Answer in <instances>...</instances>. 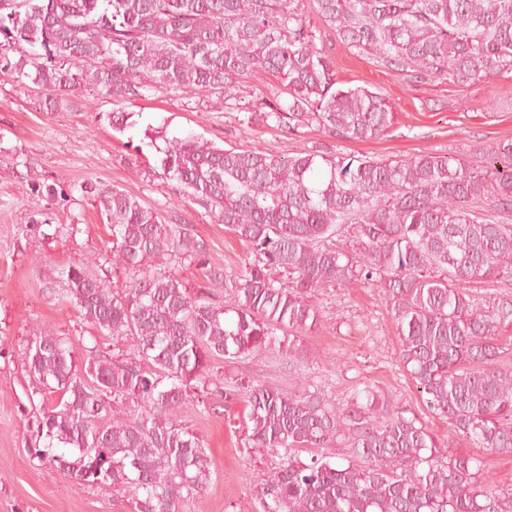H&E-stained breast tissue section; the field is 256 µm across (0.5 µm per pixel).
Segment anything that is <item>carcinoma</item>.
<instances>
[{"label":"carcinoma","mask_w":512,"mask_h":512,"mask_svg":"<svg viewBox=\"0 0 512 512\" xmlns=\"http://www.w3.org/2000/svg\"><path fill=\"white\" fill-rule=\"evenodd\" d=\"M307 6L349 50L417 79L475 83L512 72V0H0V72L55 97L93 89L122 106L161 90L225 106L263 73L288 100L275 97L252 117L286 138L313 125L341 141L387 134L391 104L336 79ZM150 146L247 258L228 283L213 277L225 299L192 293L152 270L204 262L197 243L122 189L80 185L132 278L114 291L86 260L61 267L51 295L101 339L129 343V354L112 361L96 344L81 367L71 337L34 330L23 352L31 396L41 398L29 453L49 473L106 485L131 499L132 512H184L215 469L178 421L190 404L210 408L211 362L264 354L277 332L312 328V295L357 282L393 302L400 364L426 410L448 420V437L512 452V340L501 339L512 300L490 305L465 287L512 281V224L503 221L512 141L399 160L317 149L281 157L196 135ZM346 235L352 254L336 244ZM299 382L289 395L245 387V446L281 459L262 478V512H512V488L496 486L479 457L446 453L417 416L389 411L370 390L340 410ZM120 407L128 417H114ZM335 447L345 454L326 452Z\"/></svg>","instance_id":"carcinoma-1"}]
</instances>
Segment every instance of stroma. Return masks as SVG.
<instances>
[{"instance_id":"obj_1","label":"stroma","mask_w":512,"mask_h":512,"mask_svg":"<svg viewBox=\"0 0 512 512\" xmlns=\"http://www.w3.org/2000/svg\"><path fill=\"white\" fill-rule=\"evenodd\" d=\"M315 35L337 80L368 87L392 103L395 119L387 135L339 141L312 127L283 138L251 119L275 92V80L267 75L246 83L223 110L190 93L148 92L134 106L135 125L119 134L109 120L111 97L79 91L49 111L44 94L28 80L0 73V512H132L128 500L113 496L109 487L76 486L63 475L49 474L28 452L36 409L28 399L31 379L22 352L34 329L49 326L76 345L93 344V330L75 308L50 296V278L60 266L94 258L112 287L128 280L112 263L110 229L97 202L82 195L81 184L124 189L199 242L206 263L175 269L190 290L209 288L223 296V288L211 285L213 271L221 270L229 279L244 264L247 247L166 179L157 154L146 145L147 128L171 136L201 135L227 148H255L278 156L323 146L376 159L425 152L455 157L512 140V72L467 85L423 81L357 55L332 33L319 29ZM34 176L66 186L65 195L32 196L29 182ZM44 223L63 231L41 235L37 227ZM316 305L317 324L292 338L290 348L214 360V372L222 381L210 388L211 411L189 407L181 415L215 462L208 487L185 512H259L261 480L277 461L251 456L244 448V402L225 399L224 390L250 381L297 392L298 381L288 365L292 353L304 357V375L337 407L350 406L368 388L389 409L419 414L434 434L447 435L444 420L423 413L418 390L400 365L393 305L379 288L326 287Z\"/></svg>"}]
</instances>
